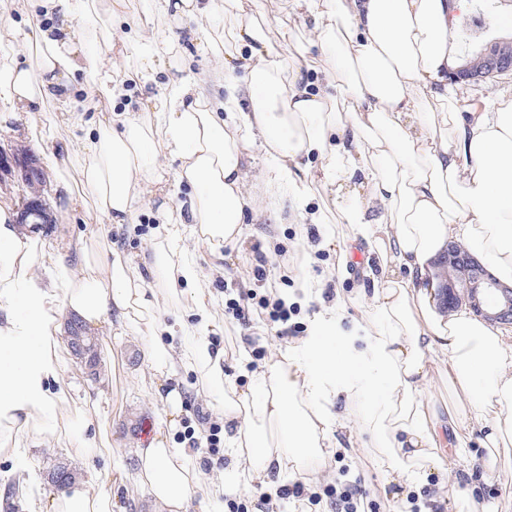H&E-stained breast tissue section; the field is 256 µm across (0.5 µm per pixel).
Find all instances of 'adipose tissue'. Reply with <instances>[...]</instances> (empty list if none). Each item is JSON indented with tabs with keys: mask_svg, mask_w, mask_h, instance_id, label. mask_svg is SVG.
Instances as JSON below:
<instances>
[{
	"mask_svg": "<svg viewBox=\"0 0 512 512\" xmlns=\"http://www.w3.org/2000/svg\"><path fill=\"white\" fill-rule=\"evenodd\" d=\"M289 2L306 9L322 34L341 98L285 77L265 21L244 14L242 0H224L235 23L202 47L224 60L223 97H207L195 80L181 79L146 112L103 113L95 137L73 138L47 160L55 168L80 162L86 193L63 179L60 198L76 209L94 202L119 226L131 223L142 184H153L161 202L151 264L172 267L176 279L191 284L199 277L195 258L184 251L170 260L172 246L197 235L216 246L236 241L253 209L238 126L259 135L272 183L288 185L297 204L310 197L305 159L324 157L319 179L337 189L338 221L351 226L353 242L379 257L360 285L374 308L360 336L342 335L337 305L319 301L309 336L258 365L255 389L244 391L225 377L223 353L198 334L209 323L203 295L191 298L197 321L182 326L185 341L177 350L156 320L174 294L146 288L133 260L100 261L82 252L73 271L65 249L35 259L0 232V254L9 253L19 269L37 260L55 271L47 287L22 289L20 308L0 328L1 431L54 425L64 398L50 387L61 369L56 335L63 314L94 325L115 318L132 330L150 328L144 358L159 380L169 425L178 423L184 406L172 385L180 370L200 372L218 396L228 462L217 479L198 485L191 456L164 434L138 451V480L162 512H189L193 491L229 494L243 477L268 483L272 474L338 447L331 407L340 397L362 406L364 429L389 482L405 497L421 491L447 451H467L455 419H434L428 384L435 364L447 370L455 395L469 402L490 456L512 449V338L467 309L446 312L438 277L439 261L456 240L492 275L512 282V98L464 120L455 110L448 13L464 0ZM93 15L90 0H35L23 29L0 14V32L22 36L38 54L36 64L0 72L12 111L35 112L51 100L60 122L73 123L65 89L82 69L91 71L99 96L131 97L123 81L96 70V57L116 49L110 32L88 48L42 24L54 17L84 24ZM244 49L241 78L234 60ZM161 153L182 161L177 177L193 188L188 214L163 201L166 179L155 164Z\"/></svg>",
	"mask_w": 512,
	"mask_h": 512,
	"instance_id": "ef3b65f1",
	"label": "adipose tissue"
}]
</instances>
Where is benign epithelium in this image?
Segmentation results:
<instances>
[{
    "mask_svg": "<svg viewBox=\"0 0 512 512\" xmlns=\"http://www.w3.org/2000/svg\"><path fill=\"white\" fill-rule=\"evenodd\" d=\"M505 74H512V41L504 40L482 45L475 61L454 72L457 80L472 83ZM443 278L448 305H465L491 323L512 325V285L492 277L455 242L448 244Z\"/></svg>",
    "mask_w": 512,
    "mask_h": 512,
    "instance_id": "benign-epithelium-1",
    "label": "benign epithelium"
}]
</instances>
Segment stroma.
Masks as SVG:
<instances>
[{
  "instance_id": "stroma-1",
  "label": "stroma",
  "mask_w": 512,
  "mask_h": 512,
  "mask_svg": "<svg viewBox=\"0 0 512 512\" xmlns=\"http://www.w3.org/2000/svg\"><path fill=\"white\" fill-rule=\"evenodd\" d=\"M144 0H124L122 14L112 15L109 0H98L101 24L112 31L118 42L145 40L164 44L170 35H177L174 51L165 54L153 75H136L133 62L107 55L101 58L104 68H116L131 79L135 97L146 98L167 91L174 80L190 77L200 82L207 93L217 90L216 80L223 64L202 52L206 37L226 31L231 22L224 16L189 18L172 15L164 20L145 22ZM246 12L263 14L274 49L282 50L287 72L298 73L302 82L320 86L325 80L326 64L320 56L318 37L305 15H287L281 0H244ZM77 112L78 129L62 127L57 122L54 104H47L38 112L10 111L5 97L0 96V209L18 215L31 202L46 206V218L36 224L11 223L10 230L24 249L39 253L65 244L111 246L113 251L127 256L146 258L154 251L156 238V209L160 203L153 187L143 184L140 189L136 214L130 224L115 228L105 219L84 209H70L59 200L55 185L59 178L78 183L74 166L65 169L49 168L45 152L57 147L71 136L94 134L99 112L106 102L92 94L90 74L74 73L67 84ZM512 95V75L487 79L478 86H461L460 113L484 111L490 101ZM244 165L247 171L246 190L254 202V210L242 224L237 242L224 245L219 253H212L206 242L188 239L185 248L195 255L200 270L196 287L177 283L184 294L203 291L213 299V320L206 334L212 348L224 353V373L238 387L253 386L254 380L243 366L242 354L265 346L268 355L286 348L287 340L278 338L262 323L245 330L224 318L226 300L248 290L264 293L266 286L278 287L282 294L292 295L294 279L308 276L322 287L325 294L340 301V321L344 330L369 320L371 303L359 291L368 267L376 265L375 255L354 247L348 225L332 222L328 228L309 223L292 211V195L287 188L270 184L269 174L262 161L263 151L252 135L244 137ZM260 246L268 257L266 281L256 280L253 246ZM85 336L97 346L99 361L95 369H88L84 361L76 360L68 345L67 336L57 338V352L65 365L57 379V387L66 394L63 414L87 412L93 421L90 428L98 444L107 448L105 456L85 460L78 451V443L52 433L30 437L17 432L16 447L0 450V512H47L51 496L58 488L49 473L56 465L72 468L85 489L105 492L111 498V512H155L153 500L145 486L135 482L134 474L140 466L137 451L146 442L140 436L142 427L158 433L163 426L165 407L156 399L150 382L148 366L143 357L148 332H132L119 324L94 328L84 326ZM434 389L432 407L439 419L456 415L459 435L468 438L470 452L450 456L446 467L450 472L467 470L473 475L472 492L475 497L497 504L498 512H512V459L488 463L486 451L479 445V428L468 420V412L454 405L448 393V377L439 369L432 372ZM180 390L184 408L180 424L170 430L173 447H183V433L193 418L196 407H203L216 424H223L220 405L209 392L198 371L182 370ZM339 415L348 417L356 425L361 418L357 406H338ZM356 450L329 449L324 457L311 462L299 478L309 491H318L334 482L339 467H346L349 478L362 479L373 499L380 502L383 512H399L401 500L395 497L394 486L388 485L384 470L370 446L368 434L355 432ZM24 453L32 465V476L40 480L39 494L23 497L9 492L8 482L18 477L15 456Z\"/></svg>"
}]
</instances>
